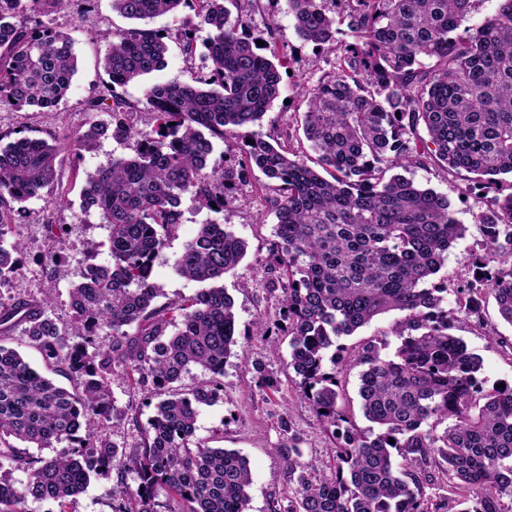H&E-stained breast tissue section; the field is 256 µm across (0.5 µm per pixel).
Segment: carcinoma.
<instances>
[{
  "instance_id": "cac0c4a2",
  "label": "carcinoma",
  "mask_w": 512,
  "mask_h": 512,
  "mask_svg": "<svg viewBox=\"0 0 512 512\" xmlns=\"http://www.w3.org/2000/svg\"><path fill=\"white\" fill-rule=\"evenodd\" d=\"M328 1L337 13L327 11ZM226 2L112 0L137 26L102 35L112 123H90L74 153L94 150L103 137L136 136L134 107L118 89L164 68L169 43L191 57L196 32L208 30L210 72L144 87L156 136L88 177L83 208L98 205L109 234L86 252L105 250L110 261L84 262L69 291V324L59 325L48 288L38 300L0 301V467L25 474L19 482L0 475V512H27L30 498L63 506L93 473L116 475L112 512H158L162 491L165 512H250L246 459L194 440L199 408L220 397L224 362L238 344L234 302L212 286L155 306L161 288L153 261L181 223L182 195L222 212L236 180L253 168L272 183L278 241L269 271L282 298L279 318H257L251 334L273 346L288 338L286 367L299 378V396L337 440L331 475L318 476L302 461L291 422L281 419L289 493L270 512H453L470 500L459 512H512V385L485 387L479 357L451 333L459 321L483 325L486 294L512 324V181L502 179L512 175V0H498L494 15L461 34L474 0H287L299 38L340 56L335 71L301 87L306 110L286 143L261 131L284 63L245 36L244 20H229ZM20 3L0 0V105L51 111L78 70L74 40L17 20ZM185 7L194 17L175 32L147 27ZM344 17L351 41L339 48ZM302 137L308 153L293 145ZM218 142L232 158L221 168L209 166ZM59 154L38 137L0 145V285L24 253L20 242H8L15 209L46 195L68 203L54 193ZM432 163L463 177L459 193L484 206L477 216L483 254L453 289L440 272L466 227L448 196L392 173ZM245 253L224 225L202 224L173 267L210 283ZM391 311L399 313L390 329L399 341L394 357H381L373 341L357 355L362 411L377 427L365 433L340 410L324 354L346 350L341 338ZM16 332L50 371L77 384L58 385L3 345ZM117 367L161 397L142 427L114 404ZM193 367L209 380L172 388ZM128 419L139 433L132 448L107 433ZM15 440L36 448L65 442L68 451L35 457Z\"/></svg>"
}]
</instances>
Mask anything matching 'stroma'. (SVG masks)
Instances as JSON below:
<instances>
[{
  "mask_svg": "<svg viewBox=\"0 0 512 512\" xmlns=\"http://www.w3.org/2000/svg\"><path fill=\"white\" fill-rule=\"evenodd\" d=\"M229 11L231 15L242 16L254 40H267L269 22L278 24L277 49L285 59L287 73L279 98L263 119L262 130L272 137H280L306 109L304 99L297 92L298 83L316 84L334 69L336 56L297 37L286 0H236ZM42 20L73 38L78 72L67 97L52 111L16 112L0 108V132L19 130L30 137L56 138L62 149L57 189L67 194L69 203L58 207L49 200L34 199L26 203L24 211L14 213L11 237L23 243L25 252L11 283L0 288V296H35L42 288L54 287V312L60 323L66 324L70 321L68 292L72 284L80 280L84 248L88 241H102L108 236V229L101 224L98 215L82 209V190L88 176L106 166L112 156L133 152L132 143L120 144L107 139L97 151L77 157L70 151L69 144L89 123L109 121L110 114L106 110L89 108L90 102L103 94L107 81L102 60L108 46L101 35L130 28L131 23L113 10L112 0H94L91 12L84 14L73 6L60 11L51 9ZM207 36V31L198 32L199 46L190 57L185 56L178 45H171L163 69L124 87V96L138 106L132 116L137 138L150 137L155 130L152 113L140 104L143 86L187 81L208 73L210 62L204 47ZM411 176L418 185L447 195L455 217L465 224L467 233L450 248L444 271L452 277L468 272L481 241L476 222L480 207L476 198L460 197L454 181L438 167L417 169ZM265 183V177L258 170L246 171L219 213L199 207L191 195L182 196V222L157 254L153 271L154 280L162 290V302H176L200 289L198 283L177 275L172 266L176 254L197 234L200 225H224L247 245L244 259L227 272L222 281L234 301L238 344L224 365L223 394L199 409L195 439L210 447L236 450L246 458L252 476L251 512H269L272 500L288 493L287 466L277 452L287 439L279 427L281 416H288L299 435L304 461L327 469L335 448L333 439L315 414L295 395L296 376L286 369L287 343L274 347L250 333L257 317L272 318L278 311V295L270 290L271 275L265 266L275 235V217L270 211ZM50 224L63 225V233L49 236L46 227ZM48 255L68 261V277L52 280L50 269L44 264ZM483 319L480 327L457 323L452 333L481 358V376L487 385L512 384V351L496 345L485 334L486 329L491 328L512 342V325L499 318L491 299L484 304ZM260 367L277 372L280 379L277 391L258 388L256 370Z\"/></svg>",
  "mask_w": 512,
  "mask_h": 512,
  "instance_id": "1",
  "label": "stroma"
}]
</instances>
